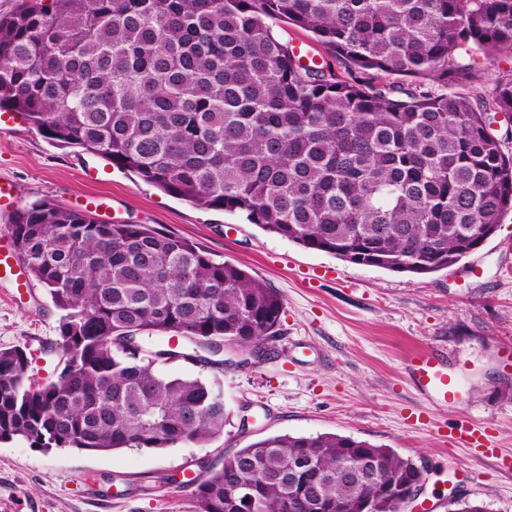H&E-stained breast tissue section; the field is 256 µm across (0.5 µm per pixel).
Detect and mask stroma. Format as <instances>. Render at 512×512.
<instances>
[{
  "instance_id": "35a3bbf8",
  "label": "stroma",
  "mask_w": 512,
  "mask_h": 512,
  "mask_svg": "<svg viewBox=\"0 0 512 512\" xmlns=\"http://www.w3.org/2000/svg\"><path fill=\"white\" fill-rule=\"evenodd\" d=\"M0 178L18 205L50 197L66 208L94 204L107 224H148L195 241L277 291L276 333L259 348L224 347V368L157 362L158 372L219 381L228 419L220 436L169 448L48 452L0 441V512H194L183 475L205 480L225 455L262 438L336 433L389 446L425 471L412 506L448 512L451 490L512 512V472L447 441L462 421L489 426L512 453V210L458 264L411 276L304 248L227 211L165 193L79 147H61L16 116L0 130ZM0 280V349L26 350L32 382L54 375L59 312L31 284L16 298ZM441 351L463 388L448 405L414 387L413 354Z\"/></svg>"
}]
</instances>
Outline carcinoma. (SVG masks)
Here are the masks:
<instances>
[{
    "instance_id": "1",
    "label": "carcinoma",
    "mask_w": 512,
    "mask_h": 512,
    "mask_svg": "<svg viewBox=\"0 0 512 512\" xmlns=\"http://www.w3.org/2000/svg\"><path fill=\"white\" fill-rule=\"evenodd\" d=\"M274 18L315 34L345 74L304 62ZM477 50L512 53V0H20L0 16V110L199 207L422 276L469 256L512 209V156L489 131L491 114L512 119V75L474 99L454 91L477 79ZM7 229L61 315L52 379L32 384L25 349L0 350V440L111 451L224 432L219 382L157 372L152 341L255 348L279 323L275 291L193 241L48 197ZM358 449L385 481L424 482L385 445L280 434L224 456L197 483L196 512H312L284 488L298 459L323 478L324 512H399L341 475ZM242 473L250 486L234 492ZM486 509L462 497L448 512Z\"/></svg>"
}]
</instances>
